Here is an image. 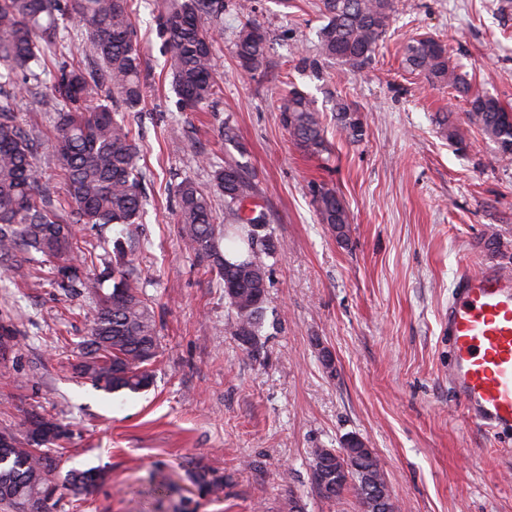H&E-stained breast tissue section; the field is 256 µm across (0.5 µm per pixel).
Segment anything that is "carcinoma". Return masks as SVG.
<instances>
[{
	"mask_svg": "<svg viewBox=\"0 0 512 512\" xmlns=\"http://www.w3.org/2000/svg\"><path fill=\"white\" fill-rule=\"evenodd\" d=\"M326 19L318 31L321 57L362 69L392 27L397 0H319ZM131 0H0V286L23 281L31 267L51 266L59 286L95 304L76 374L106 393H138L153 384L160 357L159 330L141 278L123 256L105 254L101 265L87 270L77 254L88 232L136 223L144 206L141 150L128 124L117 119L140 111L142 55L133 29ZM224 0H158L157 30L167 51V66L183 112H200L218 92L215 35L205 17L223 18ZM77 26L80 37L71 34ZM69 47L52 74L50 98L55 107L54 160L64 195L43 180L38 144L20 122L17 104L27 88L39 83L44 53ZM87 52L100 62L86 69L73 53ZM240 73L255 76L268 67L267 42L251 20L235 41ZM405 67L434 86L454 89L466 98L468 115L497 145L500 160L512 161V108L498 98L473 91L467 74L452 63L446 45L422 36L404 48ZM108 99L99 97L100 83ZM277 112L294 143L306 154L326 151L324 128L314 101L291 89L278 98ZM337 128L349 141L365 135L360 109L336 101ZM224 197V223L216 222L213 194ZM320 223L345 236L349 217L335 191L312 189ZM176 220L181 237L206 260L231 314V335L249 355L264 347L263 325L268 295V260L277 251L270 213L261 201L247 164L233 157L211 166V189L185 179L176 190ZM9 353L19 347L20 333L7 317L0 337ZM66 431L52 415L32 410L23 429L0 430V506L28 512L34 500L43 512L70 491L87 499L105 480L98 468L62 472L57 453ZM348 439L334 455L311 451L312 488L327 502L340 503L354 493L359 512H398L375 452L350 455ZM204 497L224 492V476L195 477Z\"/></svg>",
	"mask_w": 512,
	"mask_h": 512,
	"instance_id": "1",
	"label": "carcinoma"
}]
</instances>
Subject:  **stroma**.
<instances>
[{"label": "stroma", "mask_w": 512, "mask_h": 512, "mask_svg": "<svg viewBox=\"0 0 512 512\" xmlns=\"http://www.w3.org/2000/svg\"><path fill=\"white\" fill-rule=\"evenodd\" d=\"M234 2L224 0L217 39L220 90L191 113L171 89L152 0H132L146 109L128 122L145 212L102 238L122 243L153 301L162 344L153 385L110 394L77 377L93 305L44 272L0 288V318H13L22 338L0 380V427L46 410L70 432L59 447L67 468L107 472L95 496H66L53 512H287L292 498L303 512H358L353 494L332 506L309 481L311 450L339 448L352 433L378 455L400 512H512V434L466 423L448 388L445 326L463 265L512 270V165L470 124L463 98L401 67L409 38L443 39L475 88L512 105V0H398L387 38L355 71L318 57L316 0H252L270 60L252 78L234 56L244 22ZM293 87L317 103L326 159L304 154L280 122L276 100ZM340 98L363 111L361 142L337 133ZM18 112L50 162L44 88L24 93ZM445 117L465 148L443 134ZM228 119L281 244L256 358L230 335L224 291L175 216L177 185H208L210 163L233 154ZM314 183L343 199L345 239L319 222ZM202 470L227 476L221 498L200 496L193 477ZM158 484L167 492L152 494Z\"/></svg>", "instance_id": "stroma-1"}]
</instances>
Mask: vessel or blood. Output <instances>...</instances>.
I'll return each instance as SVG.
<instances>
[{"label":"vessel or blood","mask_w":512,"mask_h":512,"mask_svg":"<svg viewBox=\"0 0 512 512\" xmlns=\"http://www.w3.org/2000/svg\"><path fill=\"white\" fill-rule=\"evenodd\" d=\"M448 386L469 423L512 433V276L461 273L448 301Z\"/></svg>","instance_id":"obj_1"}]
</instances>
